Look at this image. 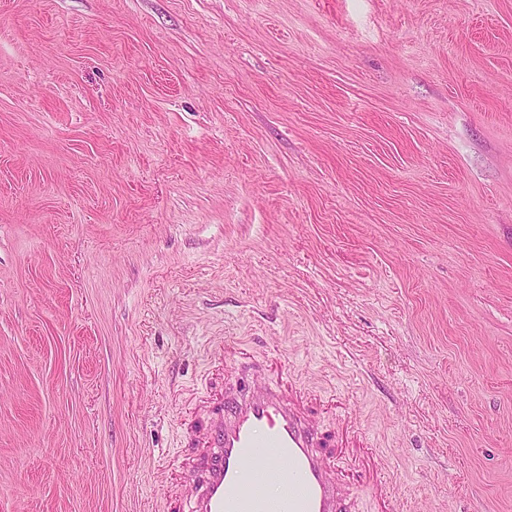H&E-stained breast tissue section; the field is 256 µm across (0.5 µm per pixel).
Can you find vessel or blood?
<instances>
[{
	"label": "vessel or blood",
	"mask_w": 512,
	"mask_h": 512,
	"mask_svg": "<svg viewBox=\"0 0 512 512\" xmlns=\"http://www.w3.org/2000/svg\"><path fill=\"white\" fill-rule=\"evenodd\" d=\"M209 407L196 442L189 512H347L335 439L314 425L304 396L246 384Z\"/></svg>",
	"instance_id": "obj_1"
}]
</instances>
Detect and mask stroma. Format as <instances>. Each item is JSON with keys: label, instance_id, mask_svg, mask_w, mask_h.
Segmentation results:
<instances>
[{"label": "stroma", "instance_id": "obj_1", "mask_svg": "<svg viewBox=\"0 0 512 512\" xmlns=\"http://www.w3.org/2000/svg\"><path fill=\"white\" fill-rule=\"evenodd\" d=\"M238 344L512 512V0H0V512H183Z\"/></svg>", "mask_w": 512, "mask_h": 512}]
</instances>
